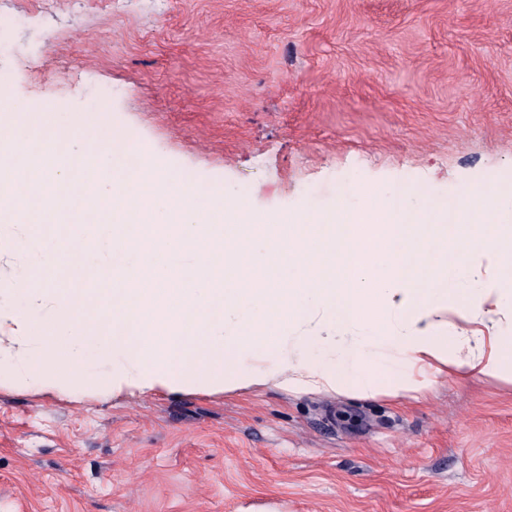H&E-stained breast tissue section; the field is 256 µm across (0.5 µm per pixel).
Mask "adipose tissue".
I'll use <instances>...</instances> for the list:
<instances>
[{"label": "adipose tissue", "mask_w": 512, "mask_h": 512, "mask_svg": "<svg viewBox=\"0 0 512 512\" xmlns=\"http://www.w3.org/2000/svg\"><path fill=\"white\" fill-rule=\"evenodd\" d=\"M107 127L103 120L78 132L93 171L79 180L67 158L28 150L15 115L0 113V224L22 225L12 248L40 256L38 274L10 289L56 305L50 322L21 314L14 321L18 335L40 348L34 357L17 356L21 382L43 380L52 366L79 376L90 340L125 356L110 380L118 389L178 387L201 378L233 391L276 374L295 393H372L381 374L390 396L415 397L451 371L512 381V329L501 325L512 316V281L484 284L468 265L473 255L492 254L498 270L512 269L511 185L486 179L461 186L462 218L453 226L429 186L408 189L423 204L404 206L395 224L387 212L390 193L361 182L347 185L329 215L286 224L220 197L212 211L232 221L218 224L196 208L197 185L161 174L153 161L132 177L108 175L98 156L119 157L135 147ZM21 165L32 174L30 196L65 220L64 233H49L16 196ZM101 185L108 188L103 204H91ZM96 223L109 226L112 264L101 287L88 288L86 271H73L68 259L90 248L88 231ZM258 239L265 244L260 254L252 249ZM451 309L458 323L443 321ZM314 311L329 334L291 337ZM338 332L351 335L348 352L319 364L306 360L305 348H331ZM292 341L299 353L289 351ZM270 356L274 369L241 366Z\"/></svg>", "instance_id": "1"}]
</instances>
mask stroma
Listing matches in <instances>:
<instances>
[{
    "instance_id": "35a3bbf8",
    "label": "stroma",
    "mask_w": 512,
    "mask_h": 512,
    "mask_svg": "<svg viewBox=\"0 0 512 512\" xmlns=\"http://www.w3.org/2000/svg\"><path fill=\"white\" fill-rule=\"evenodd\" d=\"M0 106L44 130L107 116L140 156L275 217L512 172V0H0ZM112 89L99 97L101 87ZM0 251V351L20 347ZM0 371V512H512V383L423 397L112 390Z\"/></svg>"
}]
</instances>
